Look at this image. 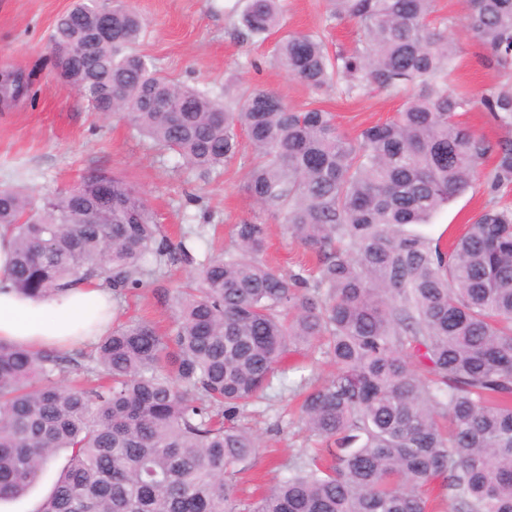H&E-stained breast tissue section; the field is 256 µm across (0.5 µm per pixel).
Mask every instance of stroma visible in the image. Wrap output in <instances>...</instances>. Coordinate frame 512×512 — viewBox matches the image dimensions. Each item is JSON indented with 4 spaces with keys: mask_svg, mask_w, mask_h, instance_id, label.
I'll list each match as a JSON object with an SVG mask.
<instances>
[{
    "mask_svg": "<svg viewBox=\"0 0 512 512\" xmlns=\"http://www.w3.org/2000/svg\"><path fill=\"white\" fill-rule=\"evenodd\" d=\"M73 2L0 0V69L22 71L38 91L35 102L0 105V186H21L39 196L72 187L88 169L107 170L139 189L169 237L195 234L196 259H203L211 241L228 243L233 225L256 222L269 227L266 258L272 266L284 274L312 266L311 255L284 224L259 210L244 192L252 160L249 147L241 148L222 175L200 179L179 167L173 154L161 153L125 116L91 111L77 91L56 76L49 35L57 17ZM127 2L147 22L139 52L169 78L208 87L218 96L224 93L225 80L236 76L242 88L265 89L288 105L324 107L335 114L340 130L353 138L363 127L391 117L410 94L402 88L350 97L336 84L321 94H311L273 65V40L238 37V18L246 0ZM285 6L288 30L320 33L332 52L354 48L355 22L347 18L328 21L326 0H285ZM435 13L447 19L448 32L458 44L448 68V86L476 100L462 113V121L493 142L512 137V129L498 125L477 103L482 94L511 83L512 69L487 64L486 47L467 29L464 0H435ZM492 169V159H485L471 187L430 223L419 225V233L449 245L486 206H512V191L490 194L486 179ZM309 362L307 351L289 355L286 379L274 380L265 398L244 408L241 423L260 437L262 448L239 476L242 493L286 476L303 449L311 447L291 399Z\"/></svg>",
    "mask_w": 512,
    "mask_h": 512,
    "instance_id": "35a3bbf8",
    "label": "stroma"
}]
</instances>
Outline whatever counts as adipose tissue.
I'll return each instance as SVG.
<instances>
[{
	"mask_svg": "<svg viewBox=\"0 0 512 512\" xmlns=\"http://www.w3.org/2000/svg\"><path fill=\"white\" fill-rule=\"evenodd\" d=\"M11 238L0 230V341L32 350L79 348L112 327V291L83 283L48 300L19 295L11 277Z\"/></svg>",
	"mask_w": 512,
	"mask_h": 512,
	"instance_id": "adipose-tissue-1",
	"label": "adipose tissue"
}]
</instances>
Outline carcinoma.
Returning a JSON list of instances; mask_svg holds the SVG:
<instances>
[{"label":"carcinoma","mask_w":512,"mask_h":512,"mask_svg":"<svg viewBox=\"0 0 512 512\" xmlns=\"http://www.w3.org/2000/svg\"><path fill=\"white\" fill-rule=\"evenodd\" d=\"M434 0H328L329 19L358 25L351 53L330 55L316 33L286 30L283 0H246L245 37L278 36L274 65L320 92L416 84L392 118L341 134L331 113L298 109L254 88L224 98L169 79L135 46L144 19L112 0H75L50 35L74 52L65 82L90 108L105 104L199 176L224 173L246 136L255 156L243 186L316 259L314 274H282L264 254L268 225L233 226L197 283L155 277L173 243L140 193L90 169L78 190L34 198L0 189L17 291L48 299L96 279L118 296L153 278L175 308L170 328L146 318L112 326L91 354L33 353L0 342V502L23 496L63 450L66 461L36 512H512V208L480 211L450 250L410 233L463 194L492 155L489 189L512 187V138L495 143L459 121L471 99L437 82L457 54ZM467 26L512 67V0H467ZM112 38L90 39L98 24ZM0 91L34 101L22 72ZM512 126V86L480 99ZM315 347L302 378L299 422L322 444L251 499L237 468L260 448L239 424Z\"/></svg>","instance_id":"obj_1"}]
</instances>
